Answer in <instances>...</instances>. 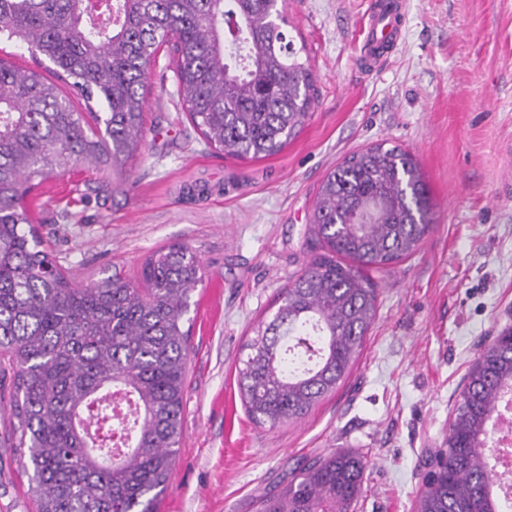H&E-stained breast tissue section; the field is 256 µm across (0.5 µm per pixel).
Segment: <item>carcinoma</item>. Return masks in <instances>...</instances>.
Returning <instances> with one entry per match:
<instances>
[{
  "instance_id": "1",
  "label": "carcinoma",
  "mask_w": 512,
  "mask_h": 512,
  "mask_svg": "<svg viewBox=\"0 0 512 512\" xmlns=\"http://www.w3.org/2000/svg\"><path fill=\"white\" fill-rule=\"evenodd\" d=\"M284 10L279 0H0V35L47 59L69 89L0 58V366L15 373L10 436L32 466L37 512H156L181 435L184 316L204 270L188 246H170L135 283L114 273L80 286L23 201L37 178L73 163L99 174L140 151L147 69L164 46L208 146L279 153L315 95ZM432 228L428 186L399 146L361 149L326 175L307 226L317 253L237 370L252 421L301 419L336 390L375 318L372 274L415 254ZM507 387L512 327L470 367L415 512H502L483 448ZM366 467L353 450L315 458L260 512H355Z\"/></svg>"
}]
</instances>
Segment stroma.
Masks as SVG:
<instances>
[{
    "instance_id": "obj_1",
    "label": "stroma",
    "mask_w": 512,
    "mask_h": 512,
    "mask_svg": "<svg viewBox=\"0 0 512 512\" xmlns=\"http://www.w3.org/2000/svg\"><path fill=\"white\" fill-rule=\"evenodd\" d=\"M375 0H287L288 34L315 78L305 125L278 154H218L161 81L145 89L146 148L109 191L72 165L27 196L39 234L79 284L191 247L205 279L186 314L180 444L157 512H258L300 466L340 448L368 459L355 512H414L425 464L448 433L464 377L512 326V200L499 196L512 144V0H405L397 43L360 66ZM410 152L434 204L432 231L377 276L378 308L348 376L303 418L254 424L238 362L309 260L305 230L327 172L379 142ZM201 181L213 189L188 196ZM0 406V512H36Z\"/></svg>"
}]
</instances>
